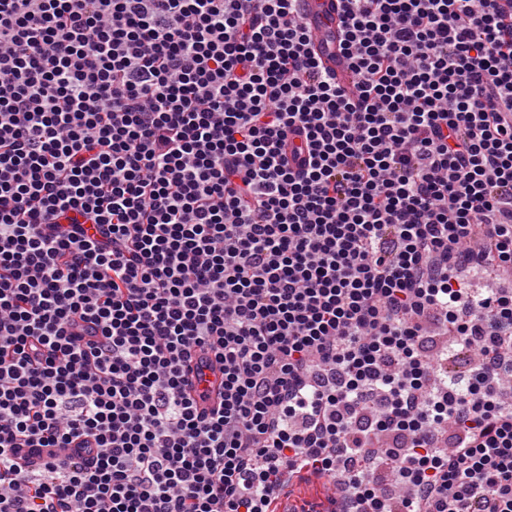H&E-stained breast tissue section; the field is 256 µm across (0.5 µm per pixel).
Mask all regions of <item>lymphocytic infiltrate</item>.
<instances>
[{"label":"lymphocytic infiltrate","mask_w":512,"mask_h":512,"mask_svg":"<svg viewBox=\"0 0 512 512\" xmlns=\"http://www.w3.org/2000/svg\"><path fill=\"white\" fill-rule=\"evenodd\" d=\"M343 2L0 0V512H512V0ZM301 7L304 22L313 36V53L324 68L335 73L339 85L352 88L357 78L339 49L342 38L340 0H304ZM192 380L198 392L209 396L206 403L213 400L222 387V373L217 367L198 366L192 374Z\"/></svg>","instance_id":"obj_1"}]
</instances>
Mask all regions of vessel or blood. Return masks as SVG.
<instances>
[{
    "label": "vessel or blood",
    "instance_id": "b4317fda",
    "mask_svg": "<svg viewBox=\"0 0 512 512\" xmlns=\"http://www.w3.org/2000/svg\"><path fill=\"white\" fill-rule=\"evenodd\" d=\"M301 7L304 22L313 36V53L324 68L335 73L339 85L353 87L356 75L339 49L342 38L340 0H303ZM192 380L198 392L212 398L222 387V373L215 367L195 368Z\"/></svg>",
    "mask_w": 512,
    "mask_h": 512
}]
</instances>
